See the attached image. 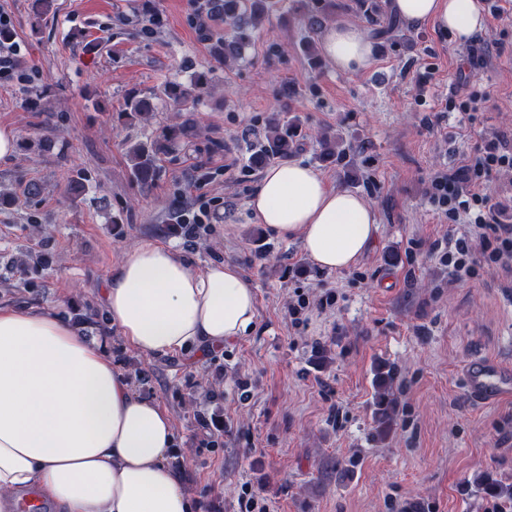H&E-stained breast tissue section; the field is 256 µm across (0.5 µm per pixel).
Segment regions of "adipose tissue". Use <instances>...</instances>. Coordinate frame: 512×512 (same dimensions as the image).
<instances>
[{"label":"adipose tissue","mask_w":512,"mask_h":512,"mask_svg":"<svg viewBox=\"0 0 512 512\" xmlns=\"http://www.w3.org/2000/svg\"><path fill=\"white\" fill-rule=\"evenodd\" d=\"M407 25H437L467 41L487 19L480 0H391ZM321 51L336 69L366 67L375 47L361 25L339 21ZM254 219L296 239L319 271L353 265L377 230L359 195L330 188L315 169L269 166L248 202ZM110 324L148 357L202 355L244 336L255 290L230 262L196 269L172 246L136 243L103 286ZM168 412L136 395L106 347L55 312L0 305V512L34 499L49 512H196L167 468Z\"/></svg>","instance_id":"1"}]
</instances>
